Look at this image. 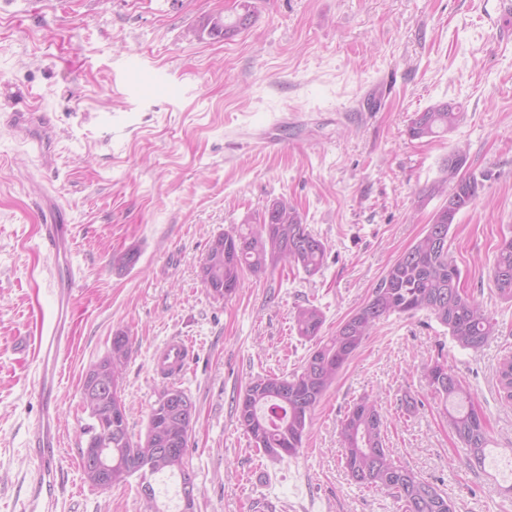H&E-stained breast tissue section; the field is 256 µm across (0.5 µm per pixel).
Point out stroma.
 Masks as SVG:
<instances>
[{
    "label": "stroma",
    "mask_w": 512,
    "mask_h": 512,
    "mask_svg": "<svg viewBox=\"0 0 512 512\" xmlns=\"http://www.w3.org/2000/svg\"><path fill=\"white\" fill-rule=\"evenodd\" d=\"M256 17L228 40L189 38L237 0H0V111L32 97L53 123L51 167L0 125V512H23L39 414L32 341L52 314V259L40 224L50 200L72 227L81 271L72 343L58 361L61 491L56 512H144L137 478L109 490L85 480L88 368L116 332L133 352L121 380L129 430L146 431L166 385L152 369L168 337L191 342L177 380L196 406L187 450L194 512H402L385 490L351 481L340 423L378 398L394 458L448 495L455 512H512L502 474L512 459V407L497 371L512 360V303L491 279L512 237V20L498 0H254ZM448 102L463 118L444 138L414 140V113ZM484 175L448 235L461 283L496 320L478 351L459 348L428 312L382 320L315 410L299 453L255 448L236 400L263 374L300 369L314 341L298 307H319L322 336L369 297L385 269L430 224L441 198L418 205L449 152ZM295 203L326 245L315 274H246L229 299L201 280L220 233ZM135 249L137 265L116 256ZM447 361L484 412L500 462L470 467L429 391L424 364ZM412 406H405V397Z\"/></svg>",
    "instance_id": "1"
}]
</instances>
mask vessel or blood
<instances>
[{"mask_svg": "<svg viewBox=\"0 0 512 512\" xmlns=\"http://www.w3.org/2000/svg\"><path fill=\"white\" fill-rule=\"evenodd\" d=\"M35 118L31 109L6 113L4 122L14 134L24 142L30 143L43 162H50L52 155L43 140L32 137L31 126ZM61 208L47 209L41 226V239L50 255H58L64 239L70 232L61 219ZM81 274L79 269L68 268L55 271L53 288L57 305L55 320L41 326L37 344L45 360H57L61 351L68 347L71 339V326L67 312L72 301ZM193 354L190 344L178 336L169 337L153 355V369L156 375L164 379L179 377ZM39 395L42 408L39 416L28 427V446L37 460V466L30 478L26 500V512H51L60 487L57 480L58 465L54 450L58 446L59 436L55 425V373L52 369H43L39 377Z\"/></svg>", "mask_w": 512, "mask_h": 512, "instance_id": "vessel-or-blood-1", "label": "vessel or blood"}]
</instances>
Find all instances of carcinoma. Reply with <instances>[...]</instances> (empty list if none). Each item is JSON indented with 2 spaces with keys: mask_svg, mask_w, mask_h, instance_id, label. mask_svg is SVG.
Returning a JSON list of instances; mask_svg holds the SVG:
<instances>
[{
  "mask_svg": "<svg viewBox=\"0 0 512 512\" xmlns=\"http://www.w3.org/2000/svg\"><path fill=\"white\" fill-rule=\"evenodd\" d=\"M234 17H209L196 28L198 36L230 39L252 25L251 0H240ZM460 107L447 103L417 112L407 133L415 140L441 137L455 129ZM483 180L468 171L467 156L458 148L448 154L440 177L423 199L456 195L464 208L471 207L483 189ZM454 220L448 206L433 214L424 233L385 270L368 300L336 328L335 334L318 339L324 316L315 305L297 309L293 316L298 335L317 343L300 371L290 375H259L239 394V425L256 447L277 457H293L303 447L316 407L381 320L392 314L427 310L448 330L462 349L477 351L496 331V322L461 286V271L450 256L448 235ZM326 246L314 235L298 209L288 200L273 202L254 227L234 228L218 235L202 261L203 284L217 299H227L242 287L244 274H263L280 261L296 265L308 274L324 263ZM492 281L499 298L512 302V238L497 249ZM132 351L130 337L118 332L107 354L88 369L81 399L92 424L84 429L86 447L103 452L111 469L102 473L106 489L137 476L146 495V512H160L152 481L164 475L180 477V494L194 493L193 473L186 461L195 422V409L178 410L157 400L151 406L145 439L135 440L129 431L126 405L120 395V379ZM112 373V392L88 394L104 371ZM431 392L444 403L448 426L467 452L469 463L482 466L489 445L487 422L469 388L436 360L423 367ZM504 399L512 404V360L498 371ZM387 419L378 401L364 395L353 403L341 422V461L351 480L366 488L393 491L404 512H454L448 496L435 484L400 465L385 446Z\"/></svg>",
  "mask_w": 512,
  "mask_h": 512,
  "instance_id": "obj_1",
  "label": "carcinoma"
}]
</instances>
